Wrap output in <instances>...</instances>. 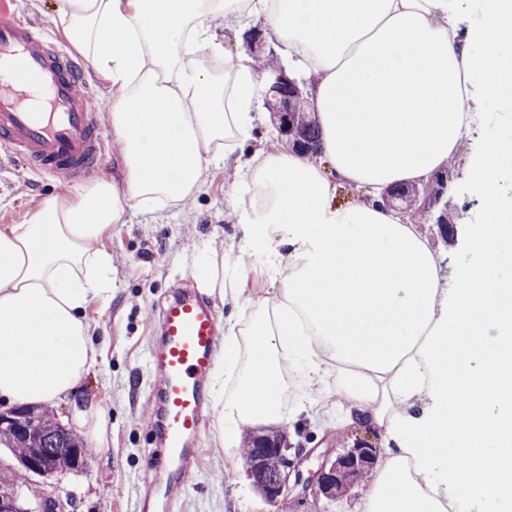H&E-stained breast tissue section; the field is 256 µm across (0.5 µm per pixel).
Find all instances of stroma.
<instances>
[{
    "label": "stroma",
    "instance_id": "stroma-1",
    "mask_svg": "<svg viewBox=\"0 0 512 512\" xmlns=\"http://www.w3.org/2000/svg\"><path fill=\"white\" fill-rule=\"evenodd\" d=\"M498 127L496 113L481 112L462 142L458 158L448 161L449 200L457 216V238L444 242L436 225L421 224L433 248L443 277L455 268L473 265L467 244L468 229L480 213L476 191L467 174L465 158L481 150ZM233 177L212 170L187 206L158 212L134 209L124 223L114 225L104 244L114 258L112 293L88 310L98 335L107 337L104 359L77 386L68 399L48 412L70 430H77L75 413L99 403L109 410L108 441L88 447L81 469L45 479L13 466L30 498L51 494L71 500L70 512H161L160 493L146 475L157 441V415L151 398L160 376L149 369V353L157 336L158 318L166 301L194 276L199 252L239 240L241 231L224 209V196ZM63 183L49 175L30 173L25 161L0 150V226L24 223L46 196L60 192ZM210 425H203L199 466L183 498L169 512H260L263 498L248 476L244 461L225 457L214 444ZM294 447L309 456L303 469H317L324 455L353 448L360 438H370L375 454L387 451L378 433L359 426L332 427L313 414L279 426ZM361 483L352 481L328 499L288 495L276 503V512H352L363 495Z\"/></svg>",
    "mask_w": 512,
    "mask_h": 512
}]
</instances>
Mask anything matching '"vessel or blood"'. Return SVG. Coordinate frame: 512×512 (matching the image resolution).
Segmentation results:
<instances>
[{
    "label": "vessel or blood",
    "instance_id": "obj_1",
    "mask_svg": "<svg viewBox=\"0 0 512 512\" xmlns=\"http://www.w3.org/2000/svg\"><path fill=\"white\" fill-rule=\"evenodd\" d=\"M78 74L46 30L20 19L0 23V148L26 158L36 173L83 175L99 168L107 150L102 104L76 92ZM161 328L153 364L163 376L165 432L157 454L186 465L208 403L205 380L216 366L219 317L207 302L185 296L163 308Z\"/></svg>",
    "mask_w": 512,
    "mask_h": 512
}]
</instances>
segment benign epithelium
<instances>
[{"instance_id": "obj_1", "label": "benign epithelium", "mask_w": 512, "mask_h": 512, "mask_svg": "<svg viewBox=\"0 0 512 512\" xmlns=\"http://www.w3.org/2000/svg\"><path fill=\"white\" fill-rule=\"evenodd\" d=\"M8 423L23 434L30 435L35 432L37 426L36 413L26 408H15L0 415V424ZM266 449H257L252 456L245 457V465L257 485L260 493L269 502H275L279 498L288 495L291 491H297V496L307 497L309 492L328 493L336 481L343 474L359 465L373 462V445L370 441L361 439L354 448L336 457L334 460L325 459L315 471L303 472L300 465L304 459L302 452L289 456L288 449H278L281 457V470L269 476L263 472L260 461Z\"/></svg>"}]
</instances>
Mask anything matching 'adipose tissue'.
Masks as SVG:
<instances>
[{"label": "adipose tissue", "mask_w": 512, "mask_h": 512, "mask_svg": "<svg viewBox=\"0 0 512 512\" xmlns=\"http://www.w3.org/2000/svg\"><path fill=\"white\" fill-rule=\"evenodd\" d=\"M219 21L272 33L309 79L319 161L254 143L264 76L225 51ZM53 22L109 91L122 180L49 195L0 228V404L75 391L102 357L87 310L112 291L106 233L132 208L179 207L224 164L243 235L207 248L196 281L233 302L213 379L225 455L238 459L246 429L287 420L292 380L312 403L338 395L339 423L393 445L355 512L448 499L512 512V0H58ZM486 103L508 118L470 166L481 265L448 288L382 194L441 172ZM340 187L356 199L336 205ZM246 256L273 269L267 293L245 292Z\"/></svg>", "instance_id": "1"}]
</instances>
